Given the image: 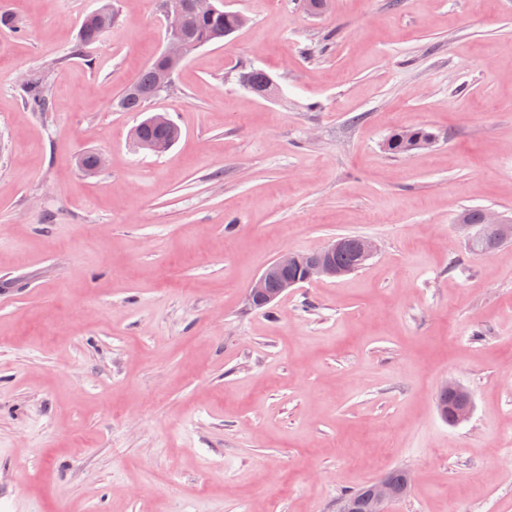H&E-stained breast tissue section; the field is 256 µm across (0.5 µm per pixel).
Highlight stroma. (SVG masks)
<instances>
[{"label": "stroma", "instance_id": "35a3bbf8", "mask_svg": "<svg viewBox=\"0 0 512 512\" xmlns=\"http://www.w3.org/2000/svg\"><path fill=\"white\" fill-rule=\"evenodd\" d=\"M112 2L78 57L100 0H0V512H338L392 468L390 512H512V243L455 222L512 218V0H224L247 24L142 113L116 99L163 17ZM148 112L181 130L160 154ZM413 127L435 142L385 150ZM342 235L377 251L251 306L271 261ZM102 2L105 3L83 18L78 42L72 51L74 55H79L82 49L96 42L103 32L112 27L115 13L112 9L111 1L103 0ZM25 103L34 111L46 112L49 101L43 93L39 78L32 77L20 85ZM148 120L157 126H167V125L172 124V121L168 117L167 113H163V112L152 113L148 117ZM154 125L147 123L146 119H144L142 122H140L137 125V126H139V128L134 129V133H133L134 137H135L138 145L140 146V148H142L144 150L150 151L152 153L159 151L160 150L159 148H157L155 145L149 143V142H152V143H158V144L165 146L164 149L161 150V153L165 152L179 138L180 130L175 123H174L173 128H160V127H157ZM138 135L144 141L139 139ZM145 141H148V142H145ZM483 209H465L457 217L458 226L467 232L469 243L472 244L474 240L480 235V228L474 229L473 226L478 227L480 224H490L491 226L499 229L502 237L507 239L512 238V224L507 218L501 215L485 211L483 221ZM472 224V225H470ZM441 391L448 392V399L444 400L442 397L438 396V410L441 417L448 422V424H457L466 421L472 411V396L470 393L456 384L453 381L447 382L442 388ZM448 402L453 403L454 405V416L451 411L448 409Z\"/></svg>", "mask_w": 512, "mask_h": 512}]
</instances>
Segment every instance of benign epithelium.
Masks as SVG:
<instances>
[{"label": "benign epithelium", "mask_w": 512, "mask_h": 512, "mask_svg": "<svg viewBox=\"0 0 512 512\" xmlns=\"http://www.w3.org/2000/svg\"><path fill=\"white\" fill-rule=\"evenodd\" d=\"M165 23V45L159 53L158 64L155 65V87L150 93L167 88L171 83L172 68L186 57L188 43L183 38L185 19L179 7L171 5L167 0L160 3ZM484 222L499 229L502 236L512 238V222L489 211L484 214ZM346 245V240L336 237L323 246L305 255L282 254L268 264L252 281L249 298L258 306L272 303L275 299L301 283L322 278H336L346 271L336 267V253ZM356 249L355 267L363 266L375 253L376 245L368 238L358 237L354 241ZM303 266V277L292 279L288 270ZM441 391L448 393V401L454 405V416L458 423L466 421L472 411V396L453 381L447 382ZM397 500L392 482L381 478L372 485L369 508L371 512H387V505Z\"/></svg>", "instance_id": "benign-epithelium-1"}]
</instances>
